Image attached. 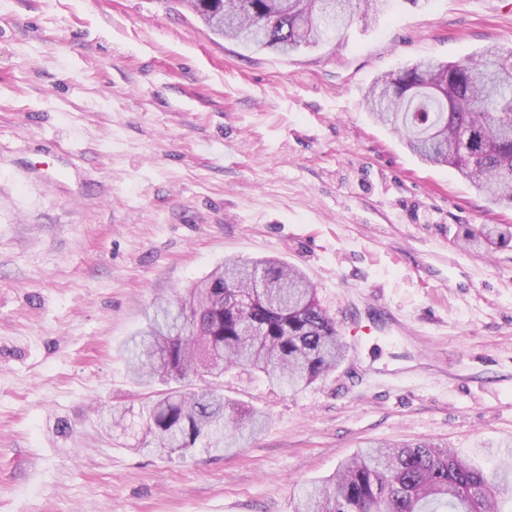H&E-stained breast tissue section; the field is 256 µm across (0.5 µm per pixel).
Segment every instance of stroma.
Wrapping results in <instances>:
<instances>
[{"instance_id": "1", "label": "stroma", "mask_w": 512, "mask_h": 512, "mask_svg": "<svg viewBox=\"0 0 512 512\" xmlns=\"http://www.w3.org/2000/svg\"><path fill=\"white\" fill-rule=\"evenodd\" d=\"M512 47V0H400L316 48L247 50L175 0H0V512H293L370 444L512 464V224L365 111L378 77ZM227 257L314 283L344 360L292 394L225 373L262 430L136 451L123 342ZM370 329L350 345V321ZM471 241H486L493 244H507L512 242L511 224L482 225L479 228L471 229L466 239Z\"/></svg>"}]
</instances>
